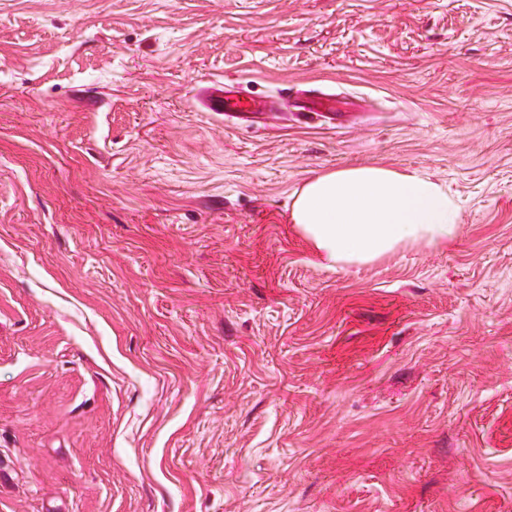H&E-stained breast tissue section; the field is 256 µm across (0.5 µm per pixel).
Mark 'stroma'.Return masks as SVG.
<instances>
[{
  "label": "stroma",
  "instance_id": "35a3bbf8",
  "mask_svg": "<svg viewBox=\"0 0 512 512\" xmlns=\"http://www.w3.org/2000/svg\"><path fill=\"white\" fill-rule=\"evenodd\" d=\"M364 164L459 237L327 268ZM0 512H512V0H0ZM262 101L257 97L244 93L240 88L224 90V93L209 98V110L225 112L238 117L258 112ZM287 220L328 266L368 263L407 244L445 245L461 229L441 182L379 165L314 175L295 192Z\"/></svg>",
  "mask_w": 512,
  "mask_h": 512
}]
</instances>
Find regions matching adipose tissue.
Listing matches in <instances>:
<instances>
[{
	"label": "adipose tissue",
	"mask_w": 512,
	"mask_h": 512,
	"mask_svg": "<svg viewBox=\"0 0 512 512\" xmlns=\"http://www.w3.org/2000/svg\"><path fill=\"white\" fill-rule=\"evenodd\" d=\"M327 265L364 264L403 245L433 248L458 237L461 212L445 186L387 166L324 171L296 191L288 214Z\"/></svg>",
	"instance_id": "adipose-tissue-1"
}]
</instances>
